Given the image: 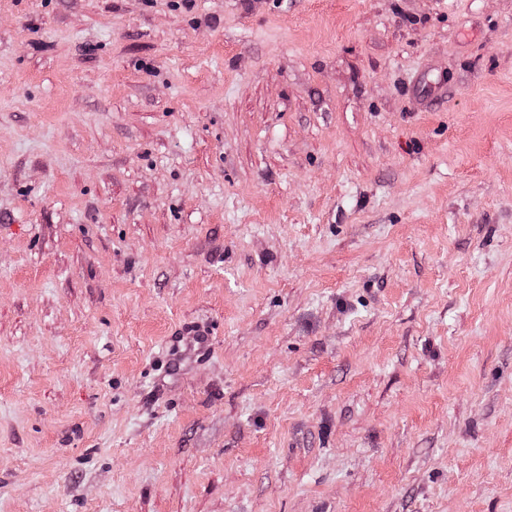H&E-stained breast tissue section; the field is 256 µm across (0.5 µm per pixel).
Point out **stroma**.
<instances>
[{
    "label": "stroma",
    "instance_id": "1",
    "mask_svg": "<svg viewBox=\"0 0 512 512\" xmlns=\"http://www.w3.org/2000/svg\"><path fill=\"white\" fill-rule=\"evenodd\" d=\"M0 512H512V0H0Z\"/></svg>",
    "mask_w": 512,
    "mask_h": 512
}]
</instances>
